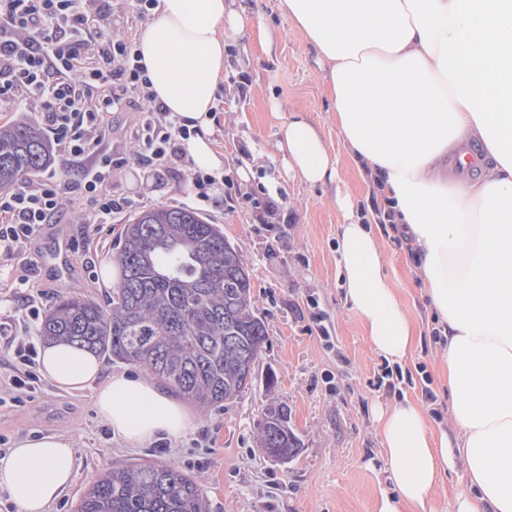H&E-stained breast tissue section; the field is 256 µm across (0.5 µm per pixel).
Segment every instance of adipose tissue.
I'll return each mask as SVG.
<instances>
[{"instance_id":"obj_1","label":"adipose tissue","mask_w":512,"mask_h":512,"mask_svg":"<svg viewBox=\"0 0 512 512\" xmlns=\"http://www.w3.org/2000/svg\"><path fill=\"white\" fill-rule=\"evenodd\" d=\"M321 61L339 133L370 171L391 223L415 252L448 362L454 440L436 439L410 398L377 407L389 463L376 512H512V0H279ZM135 42L151 89L186 126L194 168L222 170L211 141L225 35L253 15L227 0H158ZM276 151L311 186L337 179L311 119L291 113ZM337 265L371 348L401 363L416 340L372 224L335 194ZM41 375L92 390L97 416L137 447L179 438L193 419L142 375H104L96 354L44 345ZM467 485L443 508L433 489L457 462ZM75 475L73 442L26 438L0 457V490L18 512H48Z\"/></svg>"}]
</instances>
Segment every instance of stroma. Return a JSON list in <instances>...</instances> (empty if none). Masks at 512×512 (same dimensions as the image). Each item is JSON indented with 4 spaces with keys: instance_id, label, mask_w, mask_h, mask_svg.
<instances>
[{
    "instance_id": "stroma-1",
    "label": "stroma",
    "mask_w": 512,
    "mask_h": 512,
    "mask_svg": "<svg viewBox=\"0 0 512 512\" xmlns=\"http://www.w3.org/2000/svg\"><path fill=\"white\" fill-rule=\"evenodd\" d=\"M233 6L259 14L262 25L226 42L212 140L236 187L265 188L279 206L269 219L239 202L206 207L204 215L242 252L257 313L268 328L254 383L221 405L191 406L194 424L182 438L136 448L114 437L98 418L90 392L72 394L45 380L18 400L10 391L0 392V456L26 437L63 435L73 441L75 479L50 512H75L101 473L142 460L172 463L190 473L209 512H374L377 495L389 485L374 407L404 393L422 403L435 432L455 430L445 353L433 334L434 317L404 237L379 235L387 271L423 335L405 366L412 384L392 390L382 385L385 363L369 345L359 314L344 302L336 259L342 214L334 193L349 192L370 218L378 205L367 174L338 134L316 50L281 13L278 0H234ZM293 112L307 113L320 128L336 161L335 186L301 182L277 155L279 125ZM112 191L133 200L138 212L182 205L188 187L171 172L144 178L132 161L114 174ZM123 229L120 222L48 224L12 257L0 256V373L10 374L19 363L11 341L19 323L35 313L48 315L60 292L98 300L111 295L97 270L112 260ZM61 231L76 246L72 270L62 279L39 263ZM429 391L435 402H427ZM274 400L287 403L301 443L297 457L285 465L267 458L257 440L262 411Z\"/></svg>"
}]
</instances>
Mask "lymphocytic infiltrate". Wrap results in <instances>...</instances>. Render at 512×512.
I'll return each instance as SVG.
<instances>
[{
    "label": "lymphocytic infiltrate",
    "instance_id": "lymphocytic-infiltrate-1",
    "mask_svg": "<svg viewBox=\"0 0 512 512\" xmlns=\"http://www.w3.org/2000/svg\"><path fill=\"white\" fill-rule=\"evenodd\" d=\"M98 0H0V112L31 101L64 168L0 193V254H12L68 211L80 223L112 224L132 207L110 190L125 153L106 147L104 117L139 112L138 165L180 171L188 128L157 103L132 41L112 38Z\"/></svg>",
    "mask_w": 512,
    "mask_h": 512
}]
</instances>
